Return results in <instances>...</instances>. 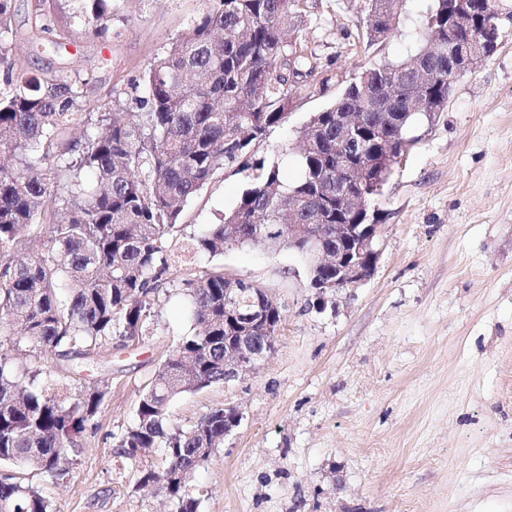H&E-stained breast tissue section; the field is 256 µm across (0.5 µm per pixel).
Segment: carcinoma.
<instances>
[{"instance_id":"carcinoma-1","label":"carcinoma","mask_w":512,"mask_h":512,"mask_svg":"<svg viewBox=\"0 0 512 512\" xmlns=\"http://www.w3.org/2000/svg\"><path fill=\"white\" fill-rule=\"evenodd\" d=\"M301 0H204V9L153 62L145 77V119L95 112L74 70L16 76L9 53L13 0H0V343L24 338L29 349L0 348V466L55 478L79 447L105 397L99 388L70 401L52 387V361L92 364L112 337H143L152 301L181 288L196 331L182 338L159 367L116 447L137 464L139 482L161 484L174 512H198L185 493L189 476L224 442L237 407L212 408L189 430L170 417L175 398L224 382V341L262 290L235 279V307L224 311L221 269L175 284L168 271L200 254L233 246L288 247V221L366 224L368 214L336 195L339 121L360 112L366 150L361 164L389 178L396 157L413 142L409 129L426 117L430 98L449 97L448 42L469 52L485 48L486 28L512 24V6L486 0L479 20H451L448 0H434L425 19L429 40L415 54L366 68L298 135L299 172L283 177L279 163L250 161L249 147L285 123L301 98L297 78L315 70L300 26ZM362 40L384 41L405 0H366ZM36 16L56 14L86 34L112 38L113 0H32ZM252 169V183L220 223L170 251L184 205L227 165ZM285 308L254 327L276 336ZM154 448L162 466L139 465ZM0 512H52L47 498L14 475L0 480Z\"/></svg>"}]
</instances>
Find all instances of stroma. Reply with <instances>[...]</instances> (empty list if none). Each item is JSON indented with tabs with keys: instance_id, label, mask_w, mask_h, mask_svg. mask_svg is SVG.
<instances>
[{
	"instance_id": "1",
	"label": "stroma",
	"mask_w": 512,
	"mask_h": 512,
	"mask_svg": "<svg viewBox=\"0 0 512 512\" xmlns=\"http://www.w3.org/2000/svg\"><path fill=\"white\" fill-rule=\"evenodd\" d=\"M432 0H406L389 39L366 46L365 0H303L316 68L286 124L252 145L255 158L298 173V132L374 63L414 53ZM112 38L44 28L31 0H13L17 73L76 69L103 110L144 113L150 63L201 12L202 0H114ZM376 200L379 259L364 284L317 307L292 251L236 246L174 269L181 280L220 268L286 308L274 351L244 378L172 401L191 428L234 405L242 419L188 480L199 512H512V27L498 53L453 84L444 112ZM250 170L224 167L185 206L186 235L233 209ZM193 323L182 289L160 294L148 330L104 346L80 382L106 393L67 471L26 472L56 512H172L158 487H138L118 436Z\"/></svg>"
}]
</instances>
